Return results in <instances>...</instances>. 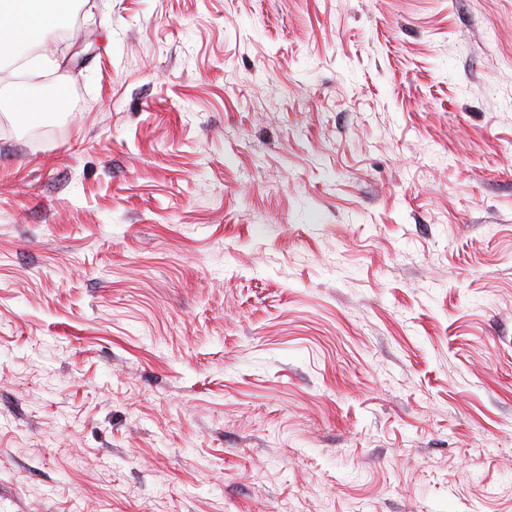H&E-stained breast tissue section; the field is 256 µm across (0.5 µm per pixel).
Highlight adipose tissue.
<instances>
[{"label": "adipose tissue", "mask_w": 512, "mask_h": 512, "mask_svg": "<svg viewBox=\"0 0 512 512\" xmlns=\"http://www.w3.org/2000/svg\"><path fill=\"white\" fill-rule=\"evenodd\" d=\"M57 2L49 0L44 7L40 0H0V55L33 44L47 26L55 23L52 7Z\"/></svg>", "instance_id": "adipose-tissue-1"}]
</instances>
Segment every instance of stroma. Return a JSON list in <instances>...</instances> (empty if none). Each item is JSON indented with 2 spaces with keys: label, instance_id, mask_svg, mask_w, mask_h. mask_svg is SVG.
Here are the masks:
<instances>
[{
  "label": "stroma",
  "instance_id": "1",
  "mask_svg": "<svg viewBox=\"0 0 512 512\" xmlns=\"http://www.w3.org/2000/svg\"><path fill=\"white\" fill-rule=\"evenodd\" d=\"M74 4L0 59V512H512V0Z\"/></svg>",
  "mask_w": 512,
  "mask_h": 512
}]
</instances>
